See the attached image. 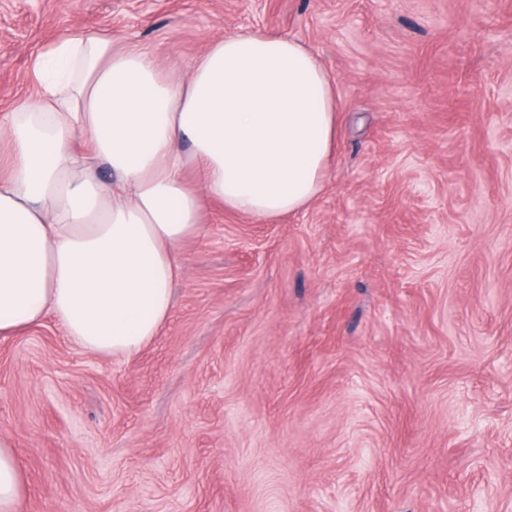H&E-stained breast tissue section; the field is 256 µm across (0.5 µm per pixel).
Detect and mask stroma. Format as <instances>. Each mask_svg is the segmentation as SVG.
<instances>
[{
    "instance_id": "obj_1",
    "label": "stroma",
    "mask_w": 512,
    "mask_h": 512,
    "mask_svg": "<svg viewBox=\"0 0 512 512\" xmlns=\"http://www.w3.org/2000/svg\"><path fill=\"white\" fill-rule=\"evenodd\" d=\"M241 29L336 79L327 187L207 203L131 358L0 339L20 512H512V0H0V117L74 34L184 70Z\"/></svg>"
}]
</instances>
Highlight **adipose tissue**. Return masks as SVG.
<instances>
[{
    "instance_id": "ef3b65f1",
    "label": "adipose tissue",
    "mask_w": 512,
    "mask_h": 512,
    "mask_svg": "<svg viewBox=\"0 0 512 512\" xmlns=\"http://www.w3.org/2000/svg\"><path fill=\"white\" fill-rule=\"evenodd\" d=\"M53 53L75 76L0 123V338L50 319L87 353L129 358L170 317L204 200L270 223L324 192L337 82L299 41L256 31L206 42L185 73L100 35ZM27 491L0 438V512Z\"/></svg>"
}]
</instances>
